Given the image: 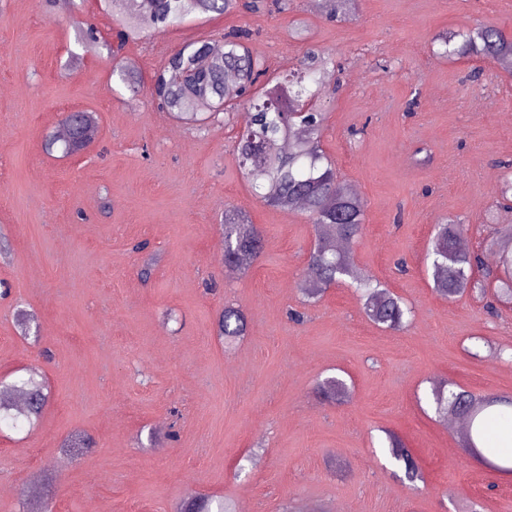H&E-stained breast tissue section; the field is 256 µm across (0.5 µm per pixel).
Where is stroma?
Segmentation results:
<instances>
[{"mask_svg":"<svg viewBox=\"0 0 512 512\" xmlns=\"http://www.w3.org/2000/svg\"><path fill=\"white\" fill-rule=\"evenodd\" d=\"M483 24L512 35V0H356L342 22L321 0H291L282 13L197 11L116 53L103 0H0V379L37 367L50 391L38 425L0 428V512H177L195 494L251 512H512V473L475 459L432 397L442 382L512 396V304L441 299L427 257L434 225L458 217L496 268L486 246L512 224L497 202L512 75L433 43ZM238 27L277 70L310 46L333 58L321 147L366 203L355 262L411 306L408 331L370 322L344 283L306 305L296 283L314 227L239 174L242 114L199 130L150 97L172 52ZM75 109L96 113L94 144L46 152ZM228 207L264 236L245 274L224 269ZM140 241L147 254L133 252ZM227 304L248 318L229 347L217 334ZM334 377L351 389L340 404L317 393ZM76 434L93 442L79 456L65 445ZM392 434L419 461L417 485Z\"/></svg>","mask_w":512,"mask_h":512,"instance_id":"35a3bbf8","label":"stroma"}]
</instances>
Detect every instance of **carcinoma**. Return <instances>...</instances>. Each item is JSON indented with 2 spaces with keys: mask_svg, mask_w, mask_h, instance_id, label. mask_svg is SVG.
I'll list each match as a JSON object with an SVG mask.
<instances>
[{
  "mask_svg": "<svg viewBox=\"0 0 512 512\" xmlns=\"http://www.w3.org/2000/svg\"><path fill=\"white\" fill-rule=\"evenodd\" d=\"M353 0H326L325 13L331 19L349 15ZM139 22L165 29L195 11L226 14L241 7L250 12L266 8L265 0H130ZM251 33L234 29L224 34L222 51L205 61L198 47L189 43L172 53L149 87L150 96L187 124H202L221 112L229 115L245 108L250 114L246 130L235 135L234 160L252 193L267 206L298 207L315 228V240L300 276L299 290L308 304L317 302L331 286L345 278L362 301L366 317L374 324L402 331L410 321L411 309L387 290L372 274L362 273L353 257V244L361 236L366 204L342 186L332 161L320 149L325 116L320 112L300 115L296 104L312 100L324 90L328 61L314 48L305 52L300 67L277 75L267 60L249 47ZM438 41L443 54L465 58L475 56L495 62L512 73V36L494 26H480L442 34ZM95 113H82V128L45 143L53 150L61 144L73 155L83 151L97 133ZM224 264L248 272L260 256L264 238L261 231L238 211L224 209ZM466 227L449 218L434 226L428 258L431 260L433 289L449 301L460 300L473 290L490 287L482 256L459 248ZM490 250L498 256L503 276L497 278L500 295L512 302V225L497 231ZM220 335L235 341L247 332L245 312L226 305L220 313ZM45 379L37 368L18 381L0 384V422L13 427L33 425L47 403ZM323 397L341 402L349 394L345 383L328 381ZM439 413L463 420L467 428L464 446L493 470L512 469V459L493 454L487 446L488 424L512 412V399L476 395L453 384L433 391ZM393 457L401 463L410 483L421 479L417 458L397 438L390 439ZM189 512H233L221 502L210 510V501L193 499Z\"/></svg>",
  "mask_w": 512,
  "mask_h": 512,
  "instance_id": "obj_1",
  "label": "carcinoma"
}]
</instances>
